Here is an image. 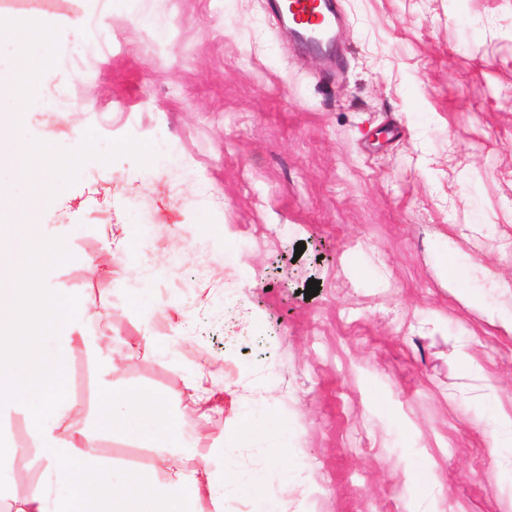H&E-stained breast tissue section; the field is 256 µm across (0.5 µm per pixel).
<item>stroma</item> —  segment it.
Here are the masks:
<instances>
[{
    "mask_svg": "<svg viewBox=\"0 0 512 512\" xmlns=\"http://www.w3.org/2000/svg\"><path fill=\"white\" fill-rule=\"evenodd\" d=\"M342 5L330 78L268 0H0L62 36L51 109L0 101L75 157L48 284L108 298L113 381L219 390L187 468L263 471L282 512H512V0ZM244 412L286 447H225Z\"/></svg>",
    "mask_w": 512,
    "mask_h": 512,
    "instance_id": "1",
    "label": "stroma"
}]
</instances>
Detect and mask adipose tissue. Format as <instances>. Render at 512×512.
Returning <instances> with one entry per match:
<instances>
[{
  "instance_id": "ef3b65f1",
  "label": "adipose tissue",
  "mask_w": 512,
  "mask_h": 512,
  "mask_svg": "<svg viewBox=\"0 0 512 512\" xmlns=\"http://www.w3.org/2000/svg\"><path fill=\"white\" fill-rule=\"evenodd\" d=\"M24 160L46 194L52 173L66 164L43 143L0 150V168ZM42 250L62 258L68 244L46 240L36 224L0 235V256L7 259L0 266V512H223L225 496L238 493L253 497L258 512H279L262 494L260 473L228 466L220 482H204L179 463L184 417L150 389L114 385V363L99 358L84 331L85 296L47 285L36 260ZM79 347L98 391L89 402L65 395L61 386V372ZM17 417L30 424L29 447L10 438ZM102 437L156 449L157 461L148 470L115 466L97 450ZM24 458L42 466L44 480L24 495H5L2 472Z\"/></svg>"
}]
</instances>
